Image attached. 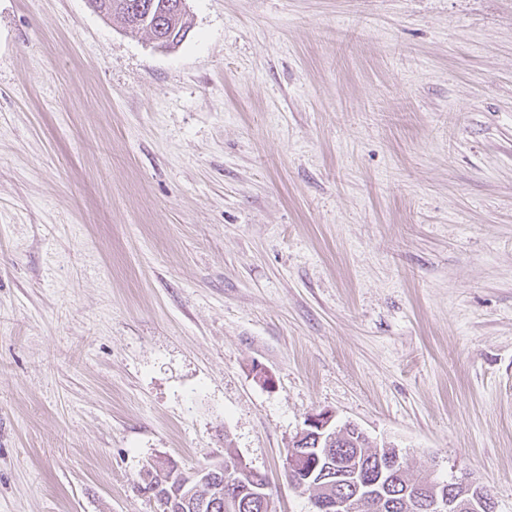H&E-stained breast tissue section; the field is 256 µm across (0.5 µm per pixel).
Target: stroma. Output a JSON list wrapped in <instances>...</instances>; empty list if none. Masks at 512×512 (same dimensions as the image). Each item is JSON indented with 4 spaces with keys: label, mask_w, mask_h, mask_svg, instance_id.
<instances>
[{
    "label": "stroma",
    "mask_w": 512,
    "mask_h": 512,
    "mask_svg": "<svg viewBox=\"0 0 512 512\" xmlns=\"http://www.w3.org/2000/svg\"><path fill=\"white\" fill-rule=\"evenodd\" d=\"M0 0V512H162L313 414L512 512V0ZM103 18L120 22L125 33L137 37L151 34L157 47L175 48L188 31L187 11L179 9L182 0H92ZM142 7V10H139ZM237 456L231 451H226L224 455V461L211 466H204L198 468L191 472L184 471L178 464L173 462L168 458H161L157 460H153L150 464L145 468L152 472L156 470L160 473L161 476L165 477L168 482H171L173 478H176V485L180 487V491L178 495L183 494L186 500L193 499L196 496V491L199 490L201 484H205L209 476L215 475L216 473H220L219 477H223L224 485L231 486L238 481V475L240 473V464L239 461L234 460ZM233 463H227L232 462ZM227 463V466L225 464ZM241 482L238 486V491L234 490L233 495L239 499V510L237 512H268L272 511V500L268 493V482L266 485L262 484V486H258V493H260V498L262 502V509L267 511H262L260 506V501L252 498V493L250 492L251 483L255 480L263 482L261 474L255 473H247L240 474Z\"/></svg>",
    "instance_id": "obj_1"
}]
</instances>
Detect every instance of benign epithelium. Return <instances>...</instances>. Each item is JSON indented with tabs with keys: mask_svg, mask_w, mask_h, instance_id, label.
<instances>
[{
	"mask_svg": "<svg viewBox=\"0 0 512 512\" xmlns=\"http://www.w3.org/2000/svg\"><path fill=\"white\" fill-rule=\"evenodd\" d=\"M333 416L320 413L312 415L305 421V428L302 429L292 440L288 448V462L286 468V477L288 483L297 491L303 489L310 481L311 474L309 470L316 467L321 459L330 456L333 447L343 445L348 439L347 433H361V429L355 424H347L346 428L339 430L332 424ZM377 454H385L381 465L384 466L383 474H389L396 471L403 465L399 452L389 443H384V448H376ZM150 471H157L167 481H176L180 487V493L184 498L194 499L199 512L206 510L209 496L205 495L200 499H195V493L199 487L206 483L210 476L219 473L223 477L224 485L231 486L238 481L240 473V464L233 463L204 466L191 472L184 471L178 464L168 458L153 460L147 466ZM427 481L426 488L430 489L427 498L426 508L429 512H480L485 508V499L469 498L477 482L456 480L448 484V490L458 492V495L452 494L446 496L436 492L438 484L430 483V476H425ZM317 508L320 512H353L352 499L338 495L331 499H326L319 504Z\"/></svg>",
	"mask_w": 512,
	"mask_h": 512,
	"instance_id": "1",
	"label": "benign epithelium"
}]
</instances>
